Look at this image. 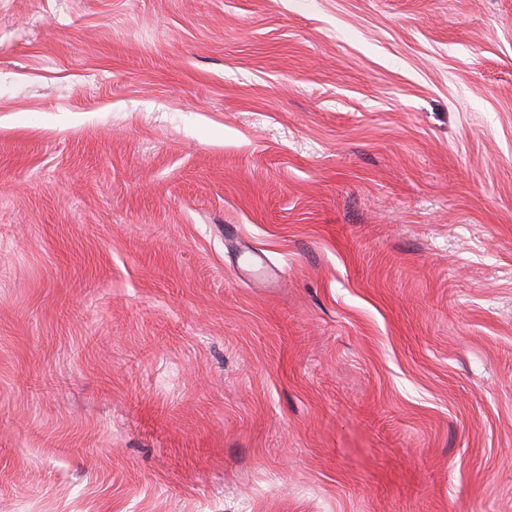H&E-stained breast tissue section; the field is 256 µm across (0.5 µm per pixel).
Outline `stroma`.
I'll use <instances>...</instances> for the list:
<instances>
[{"mask_svg": "<svg viewBox=\"0 0 512 512\" xmlns=\"http://www.w3.org/2000/svg\"><path fill=\"white\" fill-rule=\"evenodd\" d=\"M0 512H512V0H0Z\"/></svg>", "mask_w": 512, "mask_h": 512, "instance_id": "35a3bbf8", "label": "stroma"}]
</instances>
